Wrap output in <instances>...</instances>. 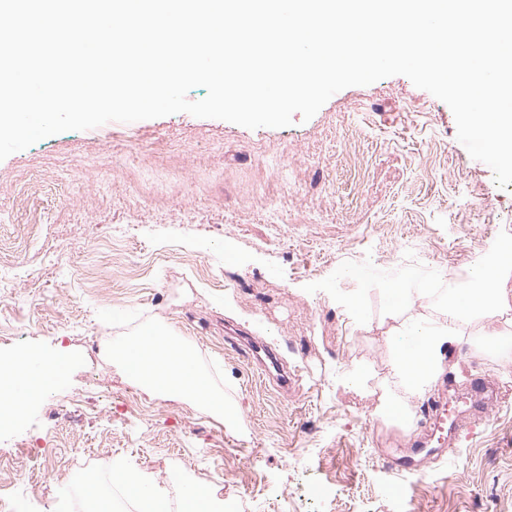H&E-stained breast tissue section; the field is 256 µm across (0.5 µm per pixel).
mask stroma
I'll return each mask as SVG.
<instances>
[{
	"label": "stroma",
	"mask_w": 512,
	"mask_h": 512,
	"mask_svg": "<svg viewBox=\"0 0 512 512\" xmlns=\"http://www.w3.org/2000/svg\"><path fill=\"white\" fill-rule=\"evenodd\" d=\"M512 233L499 188L457 139L447 104L403 75L334 94L309 121L248 129L176 113L44 138L0 160V356L65 359L64 379L26 405L0 454L17 512H64L56 470L70 449L109 470L152 473L162 492L216 488L213 512H512V348L486 351L497 319L464 323L443 373L406 398L409 428L377 417L353 376L399 390L386 337L396 323L370 295L357 324L323 291L346 261L380 270L405 251L467 270ZM173 326L211 384L241 405L233 433L192 400L151 396L112 360L142 331ZM268 346L287 390L227 330ZM505 393L488 420L452 433L454 466L394 469L434 397L474 379ZM44 439L41 457L28 456Z\"/></svg>",
	"instance_id": "obj_1"
}]
</instances>
